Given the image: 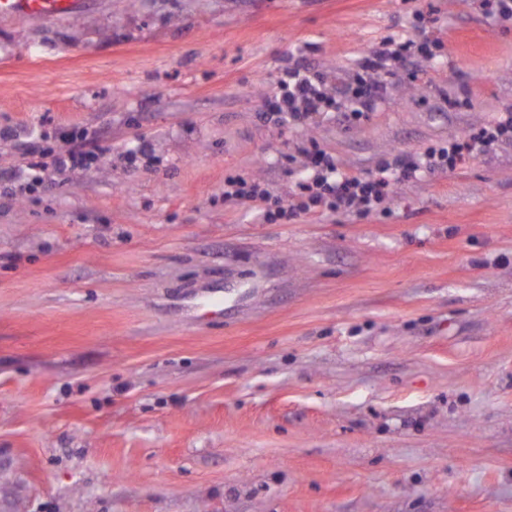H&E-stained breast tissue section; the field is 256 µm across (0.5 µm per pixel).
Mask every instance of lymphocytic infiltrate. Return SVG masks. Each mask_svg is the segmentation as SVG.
Listing matches in <instances>:
<instances>
[{
	"mask_svg": "<svg viewBox=\"0 0 512 512\" xmlns=\"http://www.w3.org/2000/svg\"><path fill=\"white\" fill-rule=\"evenodd\" d=\"M431 58L428 44L388 39L362 54L354 74L327 90L315 81L309 68L294 62L279 81V90L266 101L268 119L285 118L304 121L310 117L336 110L339 103H347V118L360 120L374 111L383 99L385 88L381 75L389 72L393 62L408 56ZM512 140V117L484 127L479 134L469 135L448 146L430 147L418 155H401L393 162L383 164L370 174L342 170L328 154L318 150L304 151L302 167L307 176L299 183V191L287 206L266 208L267 191L260 182L243 178L226 181L224 200L228 203L251 202L264 204L265 220L275 221L287 214H307L315 209L333 213L370 215L389 195L396 180L417 174H432L455 167L465 157L484 152L493 144Z\"/></svg>",
	"mask_w": 512,
	"mask_h": 512,
	"instance_id": "1",
	"label": "lymphocytic infiltrate"
}]
</instances>
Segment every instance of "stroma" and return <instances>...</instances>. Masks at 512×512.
I'll list each match as a JSON object with an SVG mask.
<instances>
[{
    "mask_svg": "<svg viewBox=\"0 0 512 512\" xmlns=\"http://www.w3.org/2000/svg\"><path fill=\"white\" fill-rule=\"evenodd\" d=\"M350 123L264 120L288 65ZM512 116L484 0H95L0 18V512H512V141L366 217L275 223L301 149L367 174ZM96 161L22 188L35 139ZM411 55L425 59L432 57L429 44L384 40L378 47L364 51L356 72L336 85V91L327 90L319 80L315 82L309 67L296 61L284 71V78L279 81V91L268 97V112L264 114L278 122L286 115L289 122H302L309 117L336 111L339 108L338 96L340 101L348 104L346 118L349 121L360 120L367 112L374 111L384 98L385 87L378 78L389 72L392 62ZM269 194L260 182L243 178L227 180L224 184V201L226 203L251 202L256 205L268 200Z\"/></svg>",
    "mask_w": 512,
    "mask_h": 512,
    "instance_id": "obj_1",
    "label": "stroma"
}]
</instances>
